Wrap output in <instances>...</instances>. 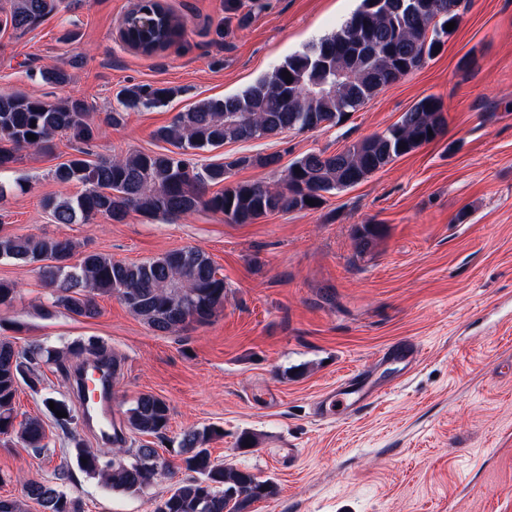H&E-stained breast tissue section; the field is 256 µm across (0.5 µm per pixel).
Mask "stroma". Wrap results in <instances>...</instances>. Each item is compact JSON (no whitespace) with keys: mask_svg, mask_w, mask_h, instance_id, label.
<instances>
[{"mask_svg":"<svg viewBox=\"0 0 512 512\" xmlns=\"http://www.w3.org/2000/svg\"><path fill=\"white\" fill-rule=\"evenodd\" d=\"M136 0H86L27 30L0 24V95L86 102L99 136L89 159L163 152L158 128L206 98L232 95L288 55L336 31L359 0H163L186 35L153 55L130 49L119 27ZM64 69L58 85L44 72ZM136 84L180 87L165 106L106 117L117 93ZM436 97L442 136L395 159L359 184L325 194L314 210L272 213L251 224L199 209L150 220L129 212L57 224L43 207L82 192L52 172L76 147L67 135L45 154L21 149L0 172V233L65 236L75 256L99 252L140 263L195 248L224 277V307L209 322L160 333L116 296L98 297L88 319L53 306L38 264L0 259V281L15 284L0 306V338L17 349L59 351L75 340L108 345L121 361L112 415L123 423L138 396L170 408L163 436L127 433L128 447L157 449L175 471L143 493L104 489L78 468L62 473L75 442L99 440L82 417L60 429L50 402L75 406L73 381L44 363L40 383H20L16 423L42 421L48 448L0 436V498L27 499L24 482L57 486L82 512H153L186 479L184 432L223 428L209 443L216 462L278 486L252 512H512V0H469L438 54L380 90L342 123L192 151L198 163L242 155L279 157L268 168L232 170L235 182L278 187L309 152L336 153L397 123ZM380 233L365 252L354 235ZM407 339L420 348L409 374L377 364L380 350ZM391 388L347 419L319 417L315 403L345 375L362 370ZM252 447L236 445L240 435Z\"/></svg>","mask_w":512,"mask_h":512,"instance_id":"stroma-1","label":"stroma"}]
</instances>
